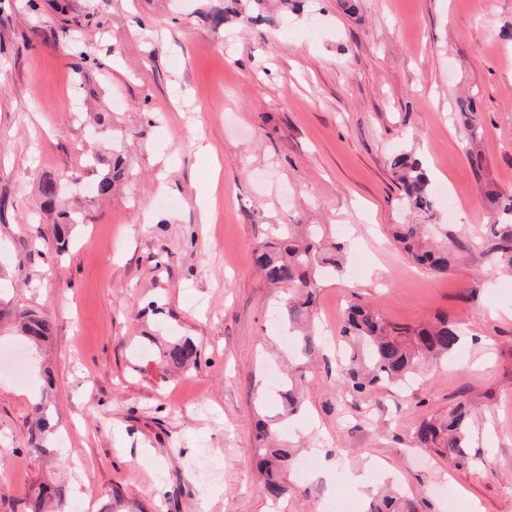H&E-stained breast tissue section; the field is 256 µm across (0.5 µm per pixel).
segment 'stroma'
<instances>
[{"label": "stroma", "mask_w": 512, "mask_h": 512, "mask_svg": "<svg viewBox=\"0 0 512 512\" xmlns=\"http://www.w3.org/2000/svg\"><path fill=\"white\" fill-rule=\"evenodd\" d=\"M265 0L263 23L213 30L208 0H0V270L4 299L47 313L41 349L0 332L25 376L0 369V512H27L44 483L68 512H105L113 487L147 512H362L384 481L446 512H512V276L473 251L445 275L415 268L392 239L421 223L399 201L390 161L420 159L438 222L481 242L487 187L512 193V0ZM79 38L84 58L71 56ZM471 99L483 126V180L455 114ZM93 150L117 151L129 178L85 195ZM69 170L82 212L58 251L39 184ZM316 224L364 275L326 280L315 323L332 335L348 303L416 325L441 312L465 360L423 370L409 391L350 398L326 346L301 413L284 421L312 468L275 506L255 468L254 412L265 405L281 289L253 262L273 225ZM161 314L146 310L150 302ZM197 341L174 373L147 333ZM468 395L482 420L474 464L419 449V423ZM45 402L56 425L42 452L27 428ZM376 469L367 488L350 473Z\"/></svg>", "instance_id": "stroma-1"}]
</instances>
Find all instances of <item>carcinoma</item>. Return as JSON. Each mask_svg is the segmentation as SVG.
Returning a JSON list of instances; mask_svg holds the SVG:
<instances>
[{
    "label": "carcinoma",
    "mask_w": 512,
    "mask_h": 512,
    "mask_svg": "<svg viewBox=\"0 0 512 512\" xmlns=\"http://www.w3.org/2000/svg\"><path fill=\"white\" fill-rule=\"evenodd\" d=\"M216 3L207 18L214 30L224 28L228 12L249 17L242 0H213ZM458 115L469 131L467 158L474 175L482 178L484 157L479 149L483 127L473 103L459 102ZM98 176L97 193L106 196L115 182L122 178L128 161L120 154H94L89 159ZM398 175L402 202L411 211L433 216L437 207L428 175L422 163L408 155L392 159ZM70 174L62 171L42 180L40 193L43 207L56 210ZM495 218L489 224L484 253L491 256L494 267L512 272V194L494 190L486 192ZM80 223L77 213L57 210L54 224L57 240L65 241L68 229ZM394 239L403 246L409 260L436 274H446L468 251L461 241L449 239L442 246L425 241L424 224H396ZM254 262L266 282L288 289L281 305L279 324L293 340L291 366L283 372V388L278 395L279 416L292 418L303 406L301 379L303 369L316 359L320 337L314 332L313 307L321 281L345 274L342 247L327 251L321 247L318 233L311 229L304 237L292 229L278 227L272 240L254 251ZM13 322L20 335L38 345L51 335L52 324L38 308L11 305L0 301V322ZM339 359L336 360V383L342 392L369 396L381 388L413 385L417 375L430 362L445 360L459 350L461 335L455 320L440 313L434 319L415 326L400 325L385 319L377 310L353 305L339 330ZM159 361L178 369L198 365L201 353L189 336H171L157 346ZM473 416L470 404L463 399L448 412L423 421L416 432L418 443L440 456L447 457L456 468L466 469L471 457L467 452ZM51 430L42 407L36 406L28 428L29 443L36 451L43 450ZM258 443V467L267 496L279 501L297 493L289 481L296 448L281 439L274 420L260 416L255 423ZM65 485L42 486L30 499V512H64ZM364 512H418L416 502L396 487H386L372 494Z\"/></svg>",
    "instance_id": "cac0c4a2"
}]
</instances>
